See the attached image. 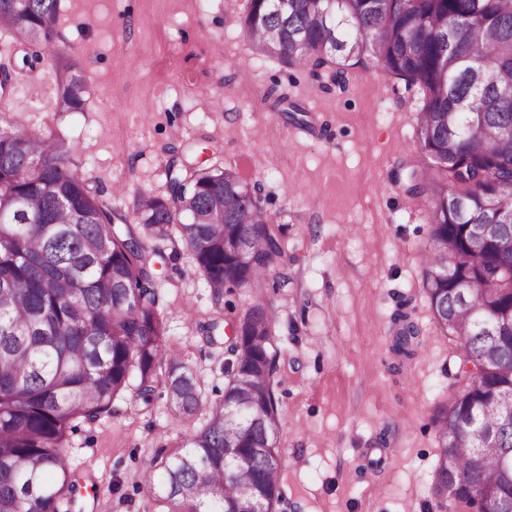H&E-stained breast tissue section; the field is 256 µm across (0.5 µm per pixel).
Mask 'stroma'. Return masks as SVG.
Wrapping results in <instances>:
<instances>
[{
	"mask_svg": "<svg viewBox=\"0 0 512 512\" xmlns=\"http://www.w3.org/2000/svg\"><path fill=\"white\" fill-rule=\"evenodd\" d=\"M246 5L61 0L53 49L77 57L86 110L50 111L47 59L0 98V121L72 139L91 191L128 214L138 196L165 192L176 153L190 164L234 163L260 183L273 223L288 229V282L265 292L280 347L278 512H439L433 418L461 381L454 343L435 330L423 292L429 226L404 194L419 154L415 93L374 65L345 91L319 92L299 69L253 54L238 23ZM273 85L308 107L309 127L265 109ZM158 287L171 346L206 399H221L228 342L207 343L200 326L236 320L247 294L215 306L186 253L160 268ZM401 312L419 328L404 364L392 352ZM116 408L65 448L87 488L81 512H147L153 458L195 429L162 396L144 408L126 395ZM105 485L114 493L93 494Z\"/></svg>",
	"mask_w": 512,
	"mask_h": 512,
	"instance_id": "obj_1",
	"label": "stroma"
}]
</instances>
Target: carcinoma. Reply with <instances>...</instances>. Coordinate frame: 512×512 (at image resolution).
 I'll return each mask as SVG.
<instances>
[{"label":"carcinoma","instance_id":"obj_1","mask_svg":"<svg viewBox=\"0 0 512 512\" xmlns=\"http://www.w3.org/2000/svg\"><path fill=\"white\" fill-rule=\"evenodd\" d=\"M60 0H0V28L50 47ZM239 25L260 58L300 67L323 92L371 63L418 88L421 176L407 196L430 225L424 293L434 325L473 365L433 423L438 507L500 512L512 503V0H247ZM54 112H82L88 85L73 54L52 56ZM297 123L302 104L271 88ZM59 134L0 128V512H71L80 483L65 448L83 423L145 406L165 383L177 420L205 414L179 448L160 451L144 488L150 512H277L280 348L263 299L286 256L259 189L237 167L168 164L169 192L136 200L133 219L104 204L70 167ZM188 252L213 293L248 290L224 367L205 399L169 344L155 264ZM413 324L397 334L408 354ZM455 488L453 497L445 491Z\"/></svg>","mask_w":512,"mask_h":512}]
</instances>
